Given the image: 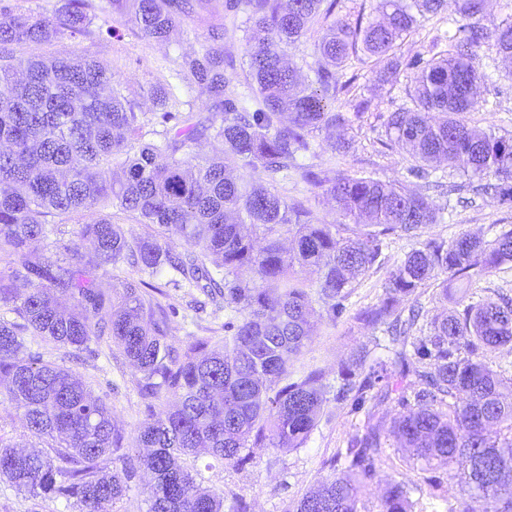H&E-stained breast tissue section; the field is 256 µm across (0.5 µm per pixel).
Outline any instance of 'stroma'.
<instances>
[{
  "instance_id": "1",
  "label": "stroma",
  "mask_w": 512,
  "mask_h": 512,
  "mask_svg": "<svg viewBox=\"0 0 512 512\" xmlns=\"http://www.w3.org/2000/svg\"><path fill=\"white\" fill-rule=\"evenodd\" d=\"M88 14L91 23L86 35H64L48 44L28 43L15 47V67L23 68L28 60L46 56H77L100 62L112 72L126 94L139 97L144 133L148 136L159 129L151 101L142 96L143 90L151 87L172 86L178 111L207 116L206 94L197 86L181 82L177 72L185 58L200 54L210 46L211 17L208 13L183 18L164 42L138 37L131 25L113 9L112 0H89ZM245 20L242 13L227 19L228 33L224 40V50L233 63L228 71L227 91L240 97L252 94ZM477 65L485 78L479 85L477 108L466 115L468 123L500 135L512 134V64L503 62L495 52L483 49ZM339 79L352 81L353 87L339 92L330 102V110L352 116L358 103L368 105L363 117L355 120L348 131L350 145L341 159V168L363 171L383 181L421 190L422 180L408 172L412 164L409 155L398 146H387L382 121L383 116L409 106V78L402 73L395 83H379L372 61L361 55L340 72ZM277 191L287 200L303 202L317 223L345 221L333 202L318 196L316 190L303 182H282ZM503 224L512 225V207L501 204L495 195L489 194L476 197L470 203L456 204L452 215L441 223L422 227L416 237L409 238L399 232L386 236L382 266L360 280L340 317L329 319L322 308H315L313 340L292 362L293 377L316 368L322 370L327 385L321 417L306 445L288 451L246 448L241 452V462L236 465L222 464L208 457L198 459L195 467L204 484L223 490L225 503H232L237 497L245 498L251 505V512H286L289 504L327 476L324 461L345 447L363 424V412L354 411L350 401L336 397L340 363L347 361L353 349L371 346L374 338L383 335L382 329L356 321L357 312L379 301L389 271L412 249L430 239L449 240L463 233L489 238ZM155 284L162 288L163 301L171 308L168 333L174 348H184L195 336L223 335V310L207 303L199 290L176 288L161 278L156 279ZM24 345L80 377L93 395L105 399L127 441H134L145 418V408L134 388V372L124 360L110 361L103 356L94 359L71 348L55 347L38 336H25ZM446 472V465L440 462L427 470L413 464L392 438L377 468V476L365 485L361 500L366 512H378L387 483L406 480L422 488L416 496V512H448L447 504L432 498L427 488L430 477H442Z\"/></svg>"
}]
</instances>
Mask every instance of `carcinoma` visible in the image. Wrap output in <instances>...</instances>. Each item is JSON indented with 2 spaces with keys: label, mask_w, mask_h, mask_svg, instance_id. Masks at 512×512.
I'll return each mask as SVG.
<instances>
[{
  "label": "carcinoma",
  "mask_w": 512,
  "mask_h": 512,
  "mask_svg": "<svg viewBox=\"0 0 512 512\" xmlns=\"http://www.w3.org/2000/svg\"><path fill=\"white\" fill-rule=\"evenodd\" d=\"M123 16L147 41L167 38L178 20L212 0H128ZM324 0H227L247 15L249 74L259 103L250 109L226 92L222 47L184 60L183 80L208 96L210 116L180 118L167 110L164 87L149 90L162 123L171 127L156 142L142 141L143 112L122 92L112 72L81 57L31 61L17 78L12 51L20 44L83 34L86 0H69L53 19L14 14L0 18V305L14 319H0V381L21 427L49 445L46 454L13 445L0 429V480L35 498L65 502L75 512H115L140 470L147 512H224V491L207 487L187 459L209 457L231 464L244 448L294 449L306 445L323 406V377L316 369L288 380V367L312 340L308 289L331 320L360 277L381 264L382 237H409L438 224L444 207L422 193L362 173L336 169L348 149L339 138L324 148L326 167L299 162L312 149L311 133L350 119L328 101L345 89L337 74L358 54L382 67L386 82L400 66L414 71L411 106L390 113V143L409 150V173L429 176L442 160L462 165L476 194L493 190L512 206V134L470 126L464 114L477 104L476 65L484 47L512 58V22L484 24L485 0H378L382 19L367 24L333 21L316 47L313 78L305 82L286 64L288 47L306 34ZM454 7L455 29L435 36L429 59L406 63L397 41L418 18ZM211 135L221 150L200 156L195 143ZM239 163L267 183L229 174ZM298 175L330 199L353 224H316L301 202L275 190L277 178ZM495 183H489V180ZM117 209L158 233L133 236L112 214L84 221L93 209ZM57 236L63 258L33 249ZM292 235L285 248L282 236ZM187 249L174 253L173 246ZM128 263L150 277L168 268L189 285L224 302L231 335L219 347L196 338L182 354L168 341L166 308L143 278L112 276L106 293L95 270ZM512 263V225L490 239L463 234L431 239L409 252L389 274L380 301L357 314L385 326L371 359L361 347L341 365L336 398L366 409L362 430L326 461L344 470L289 505L285 512H360L359 492L377 473L387 431L379 406L400 407L395 432L410 457L425 466L442 460L447 476L429 481L448 512H471L469 501L491 506L512 499V392L486 351L512 342V298L494 291L478 297L460 291L448 313L419 323L420 289L431 280H470ZM316 267L308 283L297 268ZM27 291L17 294L16 283ZM41 336L62 348L98 355L117 347L137 379L147 418L130 452L112 409L68 370L27 352L23 335ZM174 403L159 409L162 394ZM418 486L391 484L380 512H413Z\"/></svg>",
  "instance_id": "cac0c4a2"
}]
</instances>
